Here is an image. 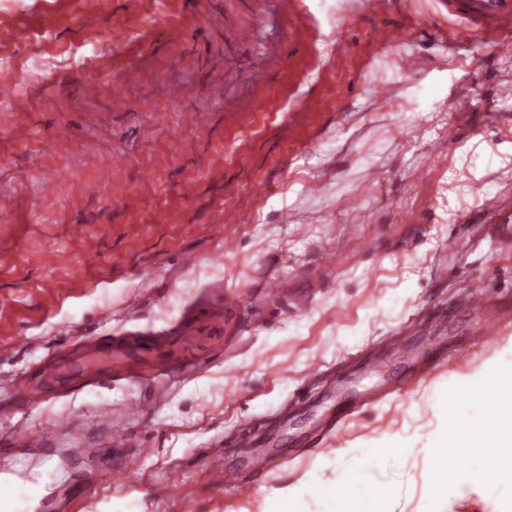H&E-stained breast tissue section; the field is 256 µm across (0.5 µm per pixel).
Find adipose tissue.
Returning <instances> with one entry per match:
<instances>
[{
	"label": "adipose tissue",
	"instance_id": "obj_1",
	"mask_svg": "<svg viewBox=\"0 0 512 512\" xmlns=\"http://www.w3.org/2000/svg\"><path fill=\"white\" fill-rule=\"evenodd\" d=\"M360 448L338 449L335 460L343 475L345 492H336L334 487L306 476L296 484L280 489L265 498V512H308L309 503H317V512H367L358 502L353 490L362 478L357 466Z\"/></svg>",
	"mask_w": 512,
	"mask_h": 512
}]
</instances>
